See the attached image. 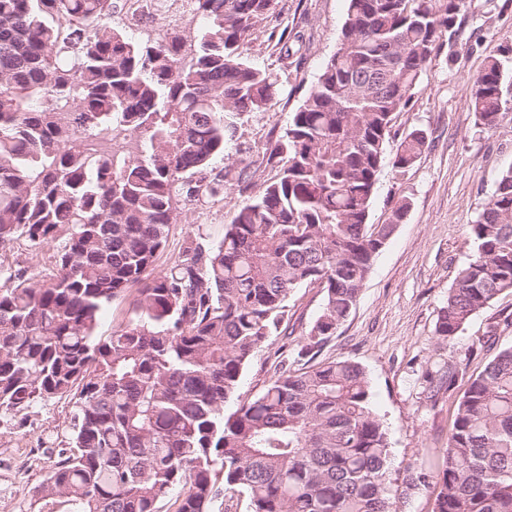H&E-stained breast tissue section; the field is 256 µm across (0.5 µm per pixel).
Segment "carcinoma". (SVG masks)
<instances>
[{
    "label": "carcinoma",
    "instance_id": "cac0c4a2",
    "mask_svg": "<svg viewBox=\"0 0 512 512\" xmlns=\"http://www.w3.org/2000/svg\"><path fill=\"white\" fill-rule=\"evenodd\" d=\"M275 0H194L203 21L163 44L108 25L112 0H0V246L60 242L47 280L0 285V414L70 396L71 449L59 452L23 512H210L246 496L250 512H396L387 427L356 362H314L357 304L408 211L368 223L394 114L438 46H453L466 0H347L336 51L267 149L260 184L212 248L150 275L185 198L216 194L214 173L241 116L274 83L245 48ZM502 63L472 77L469 107L507 117ZM64 102L73 111L55 112ZM140 133L135 150L90 154L72 126ZM429 148L413 129L392 165ZM476 244L441 308L452 341L512 291V165L479 218ZM325 290L305 347L230 415L251 356L278 332L290 292ZM132 318L102 339L103 311L130 291ZM429 393L466 383L436 470L432 512H512V346L484 368L466 359L427 375Z\"/></svg>",
    "mask_w": 512,
    "mask_h": 512
}]
</instances>
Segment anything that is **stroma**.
<instances>
[{"instance_id":"1","label":"stroma","mask_w":512,"mask_h":512,"mask_svg":"<svg viewBox=\"0 0 512 512\" xmlns=\"http://www.w3.org/2000/svg\"><path fill=\"white\" fill-rule=\"evenodd\" d=\"M345 0H277L272 16L251 37L248 59L276 84L266 110L244 114L226 152L230 164L261 159L283 134L292 112L314 85L341 37ZM461 44L441 46L423 74L411 102L394 118L405 133L426 131L430 146L411 167L385 165L379 173L369 221L385 223L400 199L410 208L376 257L355 308L318 354L319 360L350 359L371 382V402L386 423L392 446L387 482L397 512H432V488H408L422 463L442 458L459 391L430 396L426 372L471 354L479 372L490 354L483 348L489 331L496 347L512 346V293L498 295L475 314L453 342L435 334L441 307L457 271L475 246L469 224L494 193L504 169L512 165V0H468L459 18ZM492 58L503 64V98L510 111L496 128L479 125L469 108L470 78ZM236 174L213 196L186 202L170 226L154 270L166 272L180 260L189 240L216 244L247 200ZM323 303L319 287L294 289L287 301L283 332L270 336L244 369L238 393L249 398L275 374L281 360L296 361ZM74 404L53 399L0 418V460L20 469H0V485L13 496L7 512H20L28 491L51 471L67 447Z\"/></svg>"}]
</instances>
